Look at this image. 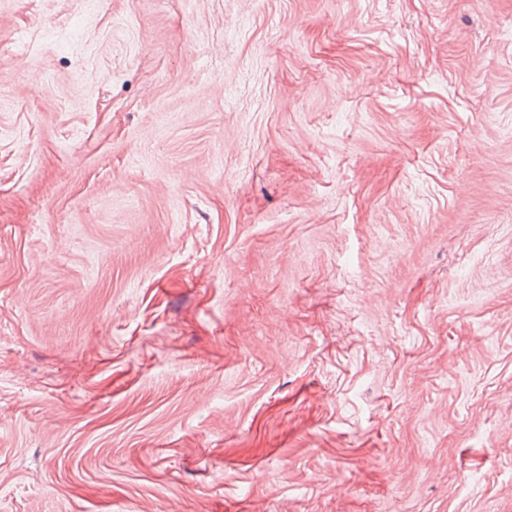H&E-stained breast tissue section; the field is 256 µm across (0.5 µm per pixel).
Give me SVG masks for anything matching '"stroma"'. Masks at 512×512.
<instances>
[{
    "mask_svg": "<svg viewBox=\"0 0 512 512\" xmlns=\"http://www.w3.org/2000/svg\"><path fill=\"white\" fill-rule=\"evenodd\" d=\"M0 512H512V0H0Z\"/></svg>",
    "mask_w": 512,
    "mask_h": 512,
    "instance_id": "stroma-1",
    "label": "stroma"
}]
</instances>
